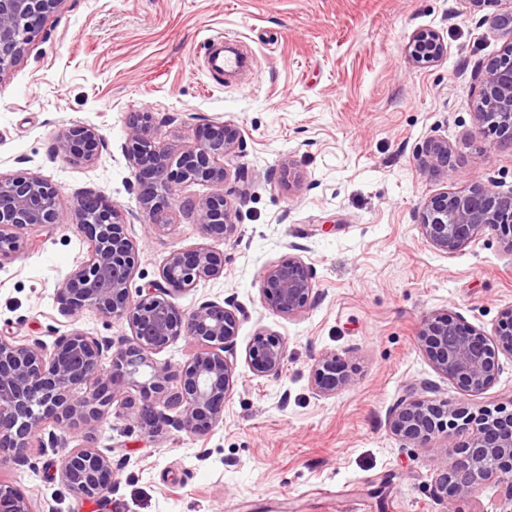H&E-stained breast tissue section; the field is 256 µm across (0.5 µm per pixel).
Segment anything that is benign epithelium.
<instances>
[{
	"label": "benign epithelium",
	"instance_id": "obj_1",
	"mask_svg": "<svg viewBox=\"0 0 512 512\" xmlns=\"http://www.w3.org/2000/svg\"><path fill=\"white\" fill-rule=\"evenodd\" d=\"M65 0H0V81L7 76L49 14ZM492 28L507 37L502 50L478 72L476 117L483 129L512 140V10L498 14ZM418 64L433 63L447 47L432 30L416 32L408 47ZM101 144L92 126L73 125L57 148L71 161L90 163ZM243 145L231 123L202 127L197 144L178 155L160 147L149 113L129 118L123 150L128 159L149 226H170L173 214L193 217L203 236L234 233L237 208L222 196L181 200L184 183L224 186L230 176L224 159ZM426 166L446 172L452 167L448 141L422 146ZM281 184L301 185L288 161L281 163ZM59 189L34 174L0 175V263L12 259L27 231L52 228L59 219ZM419 230L437 252L451 256L485 230L496 232L512 248V193L482 183L466 191H444L421 204ZM76 228L88 251L57 292L61 312L76 317L92 310L107 320H124L132 336L115 342L73 330L59 336L52 348L40 342L0 337V458L27 463L31 448L64 449L55 465L59 480L82 499L112 490V457L97 448L95 430L112 413L129 405L146 433L162 437L171 431L200 437L224 419V401L235 385L228 358L236 345L240 309L233 299L206 300L190 310L175 297L224 272V253L205 243L172 250L160 279L132 289L138 247L128 233L120 207L97 194L76 198ZM265 304L288 318L315 303L312 268L290 256L265 270L261 281ZM493 341L483 331L450 317L423 320L418 333L421 350L435 370L457 380L475 395L486 391L499 370V349L512 353V306L501 312ZM193 340L197 350L182 363L159 361L174 340ZM248 357L258 374L276 378L285 367L286 345L271 333L259 332ZM311 384L323 397L336 394L351 380L348 365L334 353H323L310 372ZM391 431L405 443L421 444L435 434L448 438L449 455L434 481V494L456 512L454 504L486 484L506 485L500 512H512V413L468 412L446 401L402 398L394 408ZM81 443L69 447L70 438ZM0 512H34L19 487L0 482Z\"/></svg>",
	"mask_w": 512,
	"mask_h": 512
}]
</instances>
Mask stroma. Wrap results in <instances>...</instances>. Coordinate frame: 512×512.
I'll return each instance as SVG.
<instances>
[{"label":"stroma","instance_id":"1","mask_svg":"<svg viewBox=\"0 0 512 512\" xmlns=\"http://www.w3.org/2000/svg\"><path fill=\"white\" fill-rule=\"evenodd\" d=\"M499 0L473 10L459 0H64L0 82V174L28 172L60 190V224L29 231V247L0 266V335L53 344L74 329L130 337L126 321L87 311L63 316L56 292L87 244L72 206L93 191L129 214L139 246L134 286L159 277L169 252L208 242L224 273L179 295L190 309L234 299L244 311L230 360L236 384L224 420L208 435H146L132 413L101 424L111 449L113 490L78 500L45 465L0 463L36 512H445L433 494L446 441L398 440L390 416L413 382L425 396L478 412L512 409V354L483 394L439 374L418 345L424 318L451 315L493 334L512 306V249L492 231L453 256L420 236L418 208L445 190L481 181L512 191V141L480 130L475 71L499 53L491 22ZM436 31L447 53L415 64L412 35ZM256 56L254 70L227 82L209 72L210 38ZM152 113L161 142L178 153L202 124L228 121L243 136L228 157L244 179L224 187L191 183L198 199L225 191L238 209L236 232L203 238L185 215L150 229L121 146L131 113ZM96 128L92 163L67 160L59 135ZM447 140L449 173L425 168L419 147ZM291 160L298 189L279 182ZM298 254L315 272L316 302L301 316L274 313L260 293L272 263ZM286 342L279 378L246 361L255 334ZM325 352L352 368V380L318 396L311 367Z\"/></svg>","mask_w":512,"mask_h":512}]
</instances>
